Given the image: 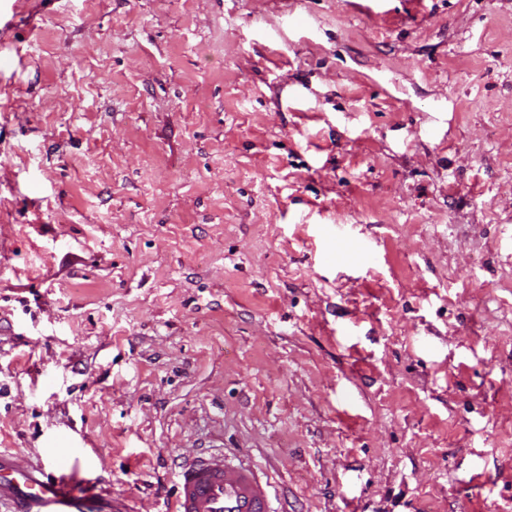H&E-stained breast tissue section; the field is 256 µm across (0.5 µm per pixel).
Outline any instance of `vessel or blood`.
Listing matches in <instances>:
<instances>
[{
	"label": "vessel or blood",
	"instance_id": "vessel-or-blood-1",
	"mask_svg": "<svg viewBox=\"0 0 512 512\" xmlns=\"http://www.w3.org/2000/svg\"><path fill=\"white\" fill-rule=\"evenodd\" d=\"M5 456L0 450V502L12 512H103L99 494L79 483L87 463L82 450L27 469L6 464ZM176 487L172 512H269L268 481L221 450L179 463Z\"/></svg>",
	"mask_w": 512,
	"mask_h": 512
}]
</instances>
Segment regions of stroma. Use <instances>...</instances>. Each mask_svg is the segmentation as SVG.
<instances>
[{
  "label": "stroma",
  "mask_w": 512,
  "mask_h": 512,
  "mask_svg": "<svg viewBox=\"0 0 512 512\" xmlns=\"http://www.w3.org/2000/svg\"><path fill=\"white\" fill-rule=\"evenodd\" d=\"M512 512V0H0V448L169 512ZM170 512H269L268 480L224 450L179 463Z\"/></svg>",
  "instance_id": "stroma-1"
}]
</instances>
